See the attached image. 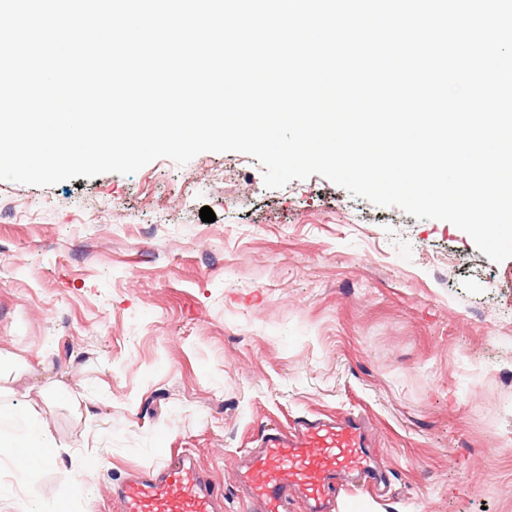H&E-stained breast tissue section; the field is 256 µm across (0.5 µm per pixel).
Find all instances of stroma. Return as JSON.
Masks as SVG:
<instances>
[{
  "instance_id": "35a3bbf8",
  "label": "stroma",
  "mask_w": 512,
  "mask_h": 512,
  "mask_svg": "<svg viewBox=\"0 0 512 512\" xmlns=\"http://www.w3.org/2000/svg\"><path fill=\"white\" fill-rule=\"evenodd\" d=\"M263 172L203 152L0 181V353L65 387L0 398L40 405L61 448L41 512H118L127 472L182 450L224 512H247L227 458L269 419L350 411L386 483L337 481L335 512H512V258L320 175L268 189Z\"/></svg>"
}]
</instances>
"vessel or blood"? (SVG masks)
<instances>
[{"instance_id":"1","label":"vessel or blood","mask_w":512,"mask_h":512,"mask_svg":"<svg viewBox=\"0 0 512 512\" xmlns=\"http://www.w3.org/2000/svg\"><path fill=\"white\" fill-rule=\"evenodd\" d=\"M237 470L256 512H288L297 499L306 512H332L340 472L385 482L368 449L367 425L356 416L305 420L291 431L271 427L261 449ZM221 502L209 478L180 453L132 471L119 492L120 512H221Z\"/></svg>"}]
</instances>
